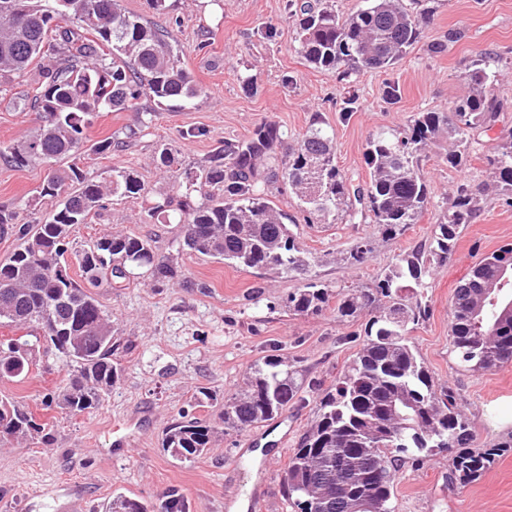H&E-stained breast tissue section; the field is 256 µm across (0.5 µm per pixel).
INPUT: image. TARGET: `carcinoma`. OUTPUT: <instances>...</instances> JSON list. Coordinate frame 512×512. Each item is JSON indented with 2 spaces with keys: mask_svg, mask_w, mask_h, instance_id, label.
Instances as JSON below:
<instances>
[{
  "mask_svg": "<svg viewBox=\"0 0 512 512\" xmlns=\"http://www.w3.org/2000/svg\"><path fill=\"white\" fill-rule=\"evenodd\" d=\"M295 25L297 50L315 69L332 71L351 82L364 71L386 69L421 38L426 17L413 15L403 0H366L346 17L327 3L286 0ZM41 65L29 108L40 127L28 138L0 149V159L15 168L48 167L32 201H52L42 221H18L17 212L0 209V237L15 236L18 248L0 263V323L29 328V338L0 342V379L21 381L34 364L41 342L39 325L52 316L58 325L48 347L65 362L56 388L43 396V409L76 416L99 407L122 378V361L132 345L114 334L110 317L91 289L107 283L121 288L130 275L153 283L180 277L178 266L158 256L152 240L135 234H105L75 253L83 282L60 273L67 266L74 226L107 209L113 197L139 201L153 224H179V249L242 269L267 270L301 285L288 293L284 307L294 315H319L333 309L336 320L369 319L364 339L327 391L310 381L296 360L271 354L255 362L245 388L224 395V431H245L274 418L288 404L315 394V416L289 457L282 478L292 512H354V500L368 497L394 512L392 497L401 464L434 449H457L448 472L451 484H466L483 474L512 436L491 448H468L472 432L455 392L440 385L418 355L409 333L428 316L421 289L455 252L464 225L480 214V189L457 186L446 211L422 244L399 252L372 286L332 287L310 276L318 258L303 249L285 223L287 216L265 198L261 185L284 183L305 213L304 221L337 214L369 221L395 240L427 211L431 196L419 169L422 154L442 134L450 145L442 162L462 167L476 133L492 129L501 104L488 98L493 76L489 61H471L458 75L469 87L452 111L417 112L403 126L381 129L364 149L369 181L353 185L336 162L333 136L310 126L295 144L274 122H265L241 141H226L196 170L173 173L172 193L150 198L136 171L114 169L110 178L86 176L76 160L89 152L107 156L123 147L118 136L94 143L88 134L101 112L138 109L146 98L158 108L180 107L205 95L184 66L180 51L142 17L122 12L116 0H0V79ZM497 186L512 196V135L487 156ZM372 252L365 238L342 258L364 263ZM512 244L482 258L455 288L450 312V342L458 362L487 369L512 361ZM503 283L497 302L489 287ZM411 406L405 418L393 403ZM9 439L42 436L45 424L29 409L0 398V422ZM214 429L183 411L163 434L171 455L194 460L212 447ZM105 512H189L177 490L149 505L117 495Z\"/></svg>",
  "mask_w": 512,
  "mask_h": 512,
  "instance_id": "1",
  "label": "carcinoma"
}]
</instances>
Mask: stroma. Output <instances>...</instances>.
Returning a JSON list of instances; mask_svg holds the SVG:
<instances>
[{"label": "stroma", "mask_w": 512, "mask_h": 512, "mask_svg": "<svg viewBox=\"0 0 512 512\" xmlns=\"http://www.w3.org/2000/svg\"><path fill=\"white\" fill-rule=\"evenodd\" d=\"M117 3L167 30L205 91L182 108L159 110L143 99L138 111L103 112L94 120L91 139L122 136L131 128L136 135L124 151L82 160L87 177L130 167L156 198L171 190L170 173L154 163L160 148H170L181 168H195L220 143L243 139L265 121L276 122L294 139L321 120L334 136L340 168L354 183L368 182L363 152L369 136L404 125L416 112L451 111L468 92L459 71L478 56L491 58L495 76L486 93L505 104L495 128L480 135L459 170L441 162L443 144L429 148L420 163L432 196L428 211L399 239H376L363 264L345 265L340 256L357 240L374 237L373 225L351 224L342 216L306 224L287 186L268 187L265 196L298 220L299 243L318 258L312 276L332 285L369 286L395 254L430 236L458 184L483 188L482 211L465 225L452 258L431 278L424 292L429 315L410 336L435 379L456 391L471 421L472 448L504 439L512 431V363L479 371L457 366L449 310L458 280L483 256L512 242V207L493 189L485 162L512 132V0H414L413 11L430 16L419 43L390 69L362 73L349 85L334 72L308 66L297 53L285 0H171L165 11L153 10L148 0ZM452 31L460 34L453 42ZM433 43L444 44V52L430 54ZM248 75L255 83L247 88L242 79ZM38 78V66H30L0 93V148L38 128L37 113L23 105ZM389 81L402 91L394 104L383 96ZM350 97L355 109L345 120L340 112ZM186 130L192 138H183ZM46 175L40 165L18 169L0 162V208L17 211L26 224L42 220L45 205L32 208L28 202ZM111 232L150 237L156 253L176 258L186 278L155 287L133 280L124 288H98L115 329L134 344L120 382L98 408L75 417L43 409L44 394L64 372L51 354L38 356L28 379L0 380V396L28 407L50 434L46 441L0 443V512H99L115 494L153 503L170 488L185 496L190 512H247L245 503L258 488L266 492L265 512H291L282 495V473L312 419L313 403L288 406L244 432L217 433L210 450L192 461L164 451L162 433L200 387L211 398L195 415L219 424L225 393L240 389L249 367L276 347L299 361L308 379L330 387L359 348L361 322L337 321L329 311L288 312L283 301L298 280L179 251L180 226L146 223L140 204L132 201H113L91 223L77 225L70 247L81 250ZM451 458V452L435 451L402 463L395 512H512V449L464 486L448 481Z\"/></svg>", "instance_id": "1"}]
</instances>
